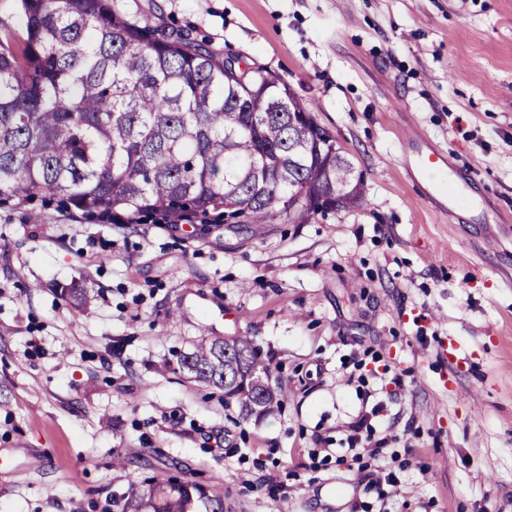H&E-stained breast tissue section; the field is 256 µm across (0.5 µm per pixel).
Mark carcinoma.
Masks as SVG:
<instances>
[{
  "label": "carcinoma",
  "instance_id": "carcinoma-1",
  "mask_svg": "<svg viewBox=\"0 0 512 512\" xmlns=\"http://www.w3.org/2000/svg\"><path fill=\"white\" fill-rule=\"evenodd\" d=\"M24 35L0 43V207L40 195L136 224H307L364 195L351 160L288 85L158 32L110 0H18ZM327 198L329 205L320 204ZM64 296L87 310L83 288ZM239 401L280 407L253 341L202 342L178 359ZM194 483L155 476L120 512H196Z\"/></svg>",
  "mask_w": 512,
  "mask_h": 512
}]
</instances>
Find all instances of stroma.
Returning a JSON list of instances; mask_svg holds the SVG:
<instances>
[{"instance_id": "stroma-1", "label": "stroma", "mask_w": 512, "mask_h": 512, "mask_svg": "<svg viewBox=\"0 0 512 512\" xmlns=\"http://www.w3.org/2000/svg\"><path fill=\"white\" fill-rule=\"evenodd\" d=\"M112 5L288 84L364 197L308 224L0 208V512H117L156 474L224 512H512V0ZM238 336L287 393L259 418L176 363ZM362 414L382 458L346 448Z\"/></svg>"}]
</instances>
